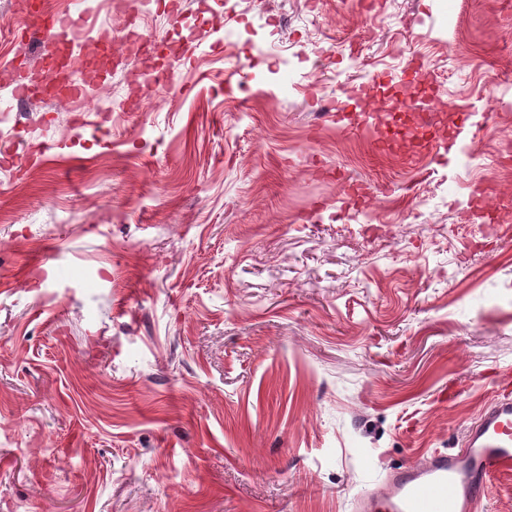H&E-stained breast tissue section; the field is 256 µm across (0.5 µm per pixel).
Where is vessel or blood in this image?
Listing matches in <instances>:
<instances>
[{"label":"vessel or blood","mask_w":512,"mask_h":512,"mask_svg":"<svg viewBox=\"0 0 512 512\" xmlns=\"http://www.w3.org/2000/svg\"><path fill=\"white\" fill-rule=\"evenodd\" d=\"M29 21L45 38L75 47L111 42V26L93 27L89 10L50 16L32 8ZM512 473V395L498 394L471 423L460 448L433 450L421 462L391 473L381 500L361 512H481L495 476Z\"/></svg>","instance_id":"b4317fda"}]
</instances>
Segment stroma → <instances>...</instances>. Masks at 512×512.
Returning <instances> with one entry per match:
<instances>
[{
  "label": "stroma",
  "instance_id": "1",
  "mask_svg": "<svg viewBox=\"0 0 512 512\" xmlns=\"http://www.w3.org/2000/svg\"><path fill=\"white\" fill-rule=\"evenodd\" d=\"M27 2L0 0V100L14 56L39 78L57 52L22 37ZM128 16L149 49H73L9 114L0 512H357L512 393V0H102L94 20L117 43ZM403 98L382 150L366 124Z\"/></svg>",
  "mask_w": 512,
  "mask_h": 512
}]
</instances>
